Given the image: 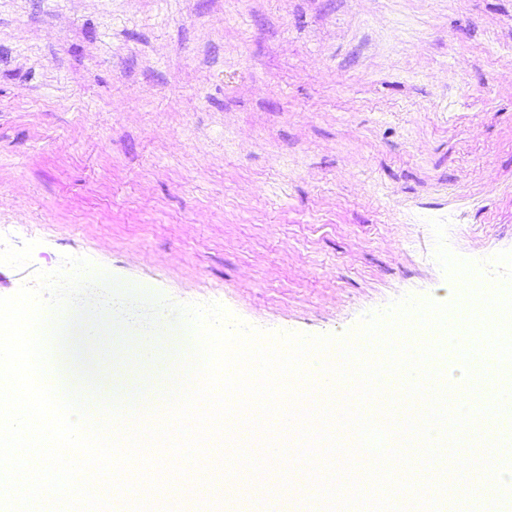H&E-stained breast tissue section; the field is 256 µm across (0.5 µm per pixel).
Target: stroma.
<instances>
[{
    "label": "stroma",
    "mask_w": 512,
    "mask_h": 512,
    "mask_svg": "<svg viewBox=\"0 0 512 512\" xmlns=\"http://www.w3.org/2000/svg\"><path fill=\"white\" fill-rule=\"evenodd\" d=\"M512 251V0H0V297L84 256L340 337Z\"/></svg>",
    "instance_id": "1"
}]
</instances>
